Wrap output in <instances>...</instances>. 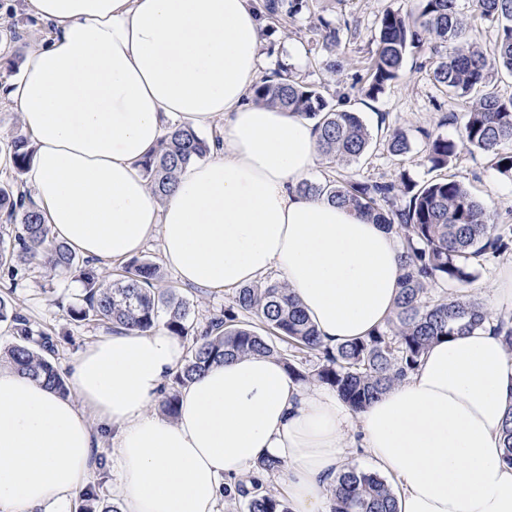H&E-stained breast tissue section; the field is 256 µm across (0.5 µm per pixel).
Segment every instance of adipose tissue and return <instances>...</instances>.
<instances>
[{"mask_svg":"<svg viewBox=\"0 0 512 512\" xmlns=\"http://www.w3.org/2000/svg\"><path fill=\"white\" fill-rule=\"evenodd\" d=\"M48 25L0 86L36 151L26 190L56 239L109 267L159 237L186 284L235 289L277 271L326 343L384 323L399 295L393 232L299 186L320 156L312 123L258 105L254 0H25ZM222 126L213 158L157 196L141 162L167 120ZM186 346L165 329L122 331L75 358L76 399L0 365V512H56L112 442L127 512H218L227 482L263 457L288 465L292 512H327L358 434L393 483L398 512H512L502 426L512 354L492 325L434 344L419 370L360 413L275 358L239 355L183 387L179 414L152 409Z\"/></svg>","mask_w":512,"mask_h":512,"instance_id":"1","label":"adipose tissue"}]
</instances>
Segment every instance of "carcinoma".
I'll return each instance as SVG.
<instances>
[{
    "label": "carcinoma",
    "instance_id": "carcinoma-1",
    "mask_svg": "<svg viewBox=\"0 0 512 512\" xmlns=\"http://www.w3.org/2000/svg\"><path fill=\"white\" fill-rule=\"evenodd\" d=\"M460 0H417L409 10L388 11L381 20L377 49L362 92L376 99L402 73L409 49L431 44L430 65L435 81L458 97H476L466 113L461 138L425 134V158L432 171L448 168L464 148L491 157L496 170L512 177V96L503 98L491 86L492 73L512 75V0H467L472 11L493 23L498 37L482 51L458 44L464 27ZM331 49L340 43L339 30L326 21L317 27ZM252 101L278 106L313 122L322 155L334 166L355 163L368 151L372 135L360 117L331 105L324 91L287 71L257 83ZM384 147L400 155L410 149L400 130L385 136ZM3 150L14 176L0 185V214L11 229L9 241L0 238V269L14 276L16 264L78 272L83 285L81 303L68 309L75 322H103L112 330L150 333L164 328L189 341L183 365L170 378L161 401L170 418L178 414L180 389L213 364L239 354L276 357L297 381L327 386L358 413L394 384L408 378L436 342L497 321L512 353V317L493 316L479 302L450 293L433 299L438 284L462 289L483 262L512 252V225L491 222L470 190L451 178L419 183L406 171L391 180L352 182L329 175L305 180L300 191L312 198L327 197L336 204L372 217L395 231L402 250L404 274L392 316L367 336L330 347L299 306L288 286L266 280L235 290L230 304L198 328L190 320L189 303L157 287L160 266L134 258L114 278L99 275L66 244L58 241L32 203L20 177L31 162L35 145L29 136L13 132ZM211 144L194 129L170 125L141 168L151 189L170 192L178 171L206 157ZM0 322L9 323L17 342L0 352L17 372L47 388L70 394L55 362L53 337L34 336L30 321L0 296ZM504 459L512 465V404L502 428ZM259 476L224 487V499L243 503L246 512H291L287 502L266 483L285 471L274 458L258 462ZM329 512H398L386 480L354 466L344 467L330 490Z\"/></svg>",
    "mask_w": 512,
    "mask_h": 512
}]
</instances>
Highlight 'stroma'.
<instances>
[{
    "label": "stroma",
    "instance_id": "stroma-1",
    "mask_svg": "<svg viewBox=\"0 0 512 512\" xmlns=\"http://www.w3.org/2000/svg\"><path fill=\"white\" fill-rule=\"evenodd\" d=\"M303 10L287 26L265 23L262 76L291 68L305 82L321 86L332 104L358 112L374 143L357 163L341 167V174L355 181L390 179L405 171L417 182L430 180L425 161L424 132L458 138L469 110L468 103L449 95L436 84L428 63V48L409 50L401 78L377 99L361 92L367 68L377 48L381 19L386 11H405L414 0H305ZM326 20L340 31L339 54L347 65L334 73L328 67L330 52L314 30L317 20ZM49 28L27 15L24 0H0V78L18 77L25 55L37 46ZM406 133L411 148L401 156L390 154L381 140L387 131ZM450 175L473 192L497 224H512V179L501 175L490 158L476 150H462ZM512 263V253L477 268L466 292L493 312L511 315L512 303L498 302L494 280L501 267ZM162 287L174 289L188 301L194 321H205L223 310L231 291H209L181 283L171 270H164ZM82 284L76 273L66 270H30L19 265L15 279L0 276V294H10L14 305L31 320L36 331L55 334L59 369L109 325L69 320L67 310L78 304Z\"/></svg>",
    "mask_w": 512,
    "mask_h": 512
}]
</instances>
